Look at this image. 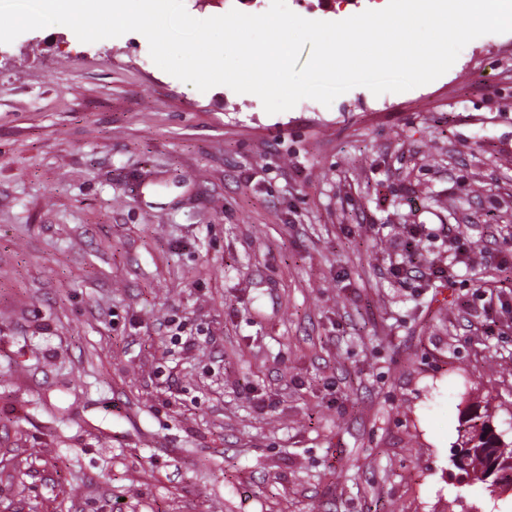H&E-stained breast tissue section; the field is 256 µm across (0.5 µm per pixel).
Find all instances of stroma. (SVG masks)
I'll return each mask as SVG.
<instances>
[{
    "mask_svg": "<svg viewBox=\"0 0 512 512\" xmlns=\"http://www.w3.org/2000/svg\"><path fill=\"white\" fill-rule=\"evenodd\" d=\"M483 409L512 428V33L272 115L137 32L0 43V512H512L450 465Z\"/></svg>",
    "mask_w": 512,
    "mask_h": 512,
    "instance_id": "stroma-1",
    "label": "stroma"
}]
</instances>
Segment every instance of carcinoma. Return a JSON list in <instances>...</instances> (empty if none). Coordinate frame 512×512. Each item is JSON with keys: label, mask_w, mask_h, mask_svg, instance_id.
I'll list each match as a JSON object with an SVG mask.
<instances>
[{"label": "carcinoma", "mask_w": 512, "mask_h": 512, "mask_svg": "<svg viewBox=\"0 0 512 512\" xmlns=\"http://www.w3.org/2000/svg\"><path fill=\"white\" fill-rule=\"evenodd\" d=\"M493 415L489 411L468 416L461 424L460 448L451 456L452 466L473 486L486 491L484 481L486 461L493 456L498 461L500 482L512 484V440L502 434H492Z\"/></svg>", "instance_id": "carcinoma-1"}]
</instances>
